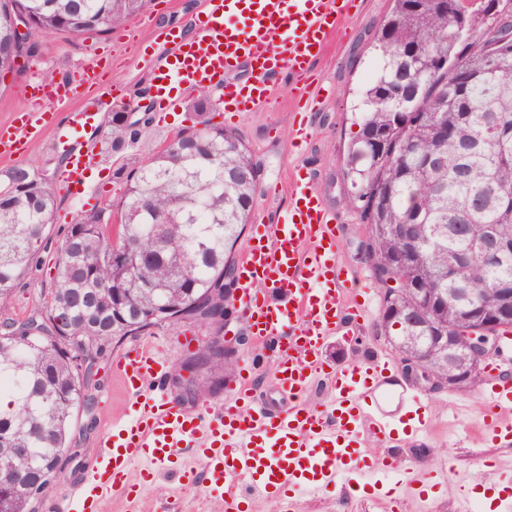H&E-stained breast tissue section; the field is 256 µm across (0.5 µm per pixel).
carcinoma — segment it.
Instances as JSON below:
<instances>
[{"instance_id":"obj_1","label":"carcinoma","mask_w":512,"mask_h":512,"mask_svg":"<svg viewBox=\"0 0 512 512\" xmlns=\"http://www.w3.org/2000/svg\"><path fill=\"white\" fill-rule=\"evenodd\" d=\"M460 0H392L373 35V70L355 106L358 132L346 149L348 204L369 224L366 257L375 279L404 282L402 297L384 294L378 328L407 349L433 346L434 330L462 321L469 310L432 304L421 293L512 285V259L491 265L472 248L495 224H512V51L490 64L484 34L491 9L462 14ZM148 0H0V72L25 53L12 27L24 15L47 34L98 35L126 23ZM467 29L443 42V28ZM464 62L463 85L450 72ZM180 134L161 151L148 150L109 211H123L117 236L106 233L104 211L71 224L57 250V275L46 305L22 321L0 322V485L20 468L37 485L15 495L10 512H33L54 485L41 471L62 474L76 455L75 413L93 412L101 362L126 335L186 321L224 335V309L233 298L234 245L250 222L259 169L233 131L209 121ZM111 149L135 142L140 130L114 112ZM53 182L18 166L0 181V307L22 274L39 262V244L52 219ZM467 263L448 267V253ZM198 370L189 402L210 397L231 377L236 355L197 349L181 361ZM27 449L20 460L15 449Z\"/></svg>"}]
</instances>
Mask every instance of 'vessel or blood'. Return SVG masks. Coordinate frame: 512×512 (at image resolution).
<instances>
[{"label":"vessel or blood","mask_w":512,"mask_h":512,"mask_svg":"<svg viewBox=\"0 0 512 512\" xmlns=\"http://www.w3.org/2000/svg\"><path fill=\"white\" fill-rule=\"evenodd\" d=\"M194 37L174 28L158 39L175 51L153 72L159 108L172 112L178 101L171 89H212L224 112H245L268 103L282 78L296 84L301 116L294 141L307 140L323 96L313 62L338 36L352 0H204ZM251 81H231L238 68ZM36 109L0 126V158L52 130L66 148L67 186H81L94 164L91 154L71 144L100 118L80 110L60 121L54 106L58 86L35 83ZM340 229L330 216L313 179L293 182L288 210L275 224H257L235 268L234 302L250 336L279 340L274 375L287 395L281 409L257 403L249 377H242L224 404L206 412L188 411L169 401L154 383L166 363L161 352L142 345L121 355L113 376L127 394L125 415L111 423L90 480L73 482L57 512H98L109 498L138 512L144 489L159 471L175 473L181 486L210 479L224 512H252L256 500L288 507L294 491H323L349 481L351 464L365 462L363 436L391 433L401 393L391 389L384 365H347L327 369L326 343L352 336L369 313L368 302L347 297L339 263ZM512 364V336L488 365L489 380L480 396L485 428L496 439L512 437V383L500 381ZM331 388L324 409L304 404L317 379Z\"/></svg>","instance_id":"obj_1"}]
</instances>
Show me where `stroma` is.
Listing matches in <instances>:
<instances>
[{
	"label": "stroma",
	"mask_w": 512,
	"mask_h": 512,
	"mask_svg": "<svg viewBox=\"0 0 512 512\" xmlns=\"http://www.w3.org/2000/svg\"><path fill=\"white\" fill-rule=\"evenodd\" d=\"M204 0H150L147 8L128 23L132 31L129 44L120 46L113 33L73 36L48 35L40 30L30 34V55L18 58L15 71L0 82V123L11 121L15 113L31 107L29 71L38 76L52 75L55 82L69 81L72 70L83 59L102 56L108 59L105 82L119 89L122 101L113 103V111H135L140 104H154L151 84L153 68L162 64L173 52L171 46H158L150 61L137 58V47L153 41L157 29L175 27L191 34L194 21ZM357 7L346 22L341 37L335 40L314 65L316 78L327 88L328 96L315 122L310 141L295 146L292 129L296 120L294 85L285 79L278 83L273 103L236 113L227 118L223 113H209L211 123L237 132L260 163V176L254 199V216L276 223L288 207L290 186L299 169L314 177L325 205L338 218L341 228L339 259L356 287L369 289L373 295L370 317L354 338L336 337L325 347L329 366L345 363L369 364L376 360L389 363L395 375L394 387L406 385L402 376V359L384 337L378 336L375 325L381 312L384 288L380 285L363 256L368 229L359 211L347 203L350 187L343 179L344 149L355 128L351 112L357 103L359 89L371 68L373 35L388 13L389 0H356ZM193 91L181 94L182 106L175 112H152V122L143 128L139 143L98 160L99 176L90 182L84 193L70 192L63 181L65 155L55 143L52 131H45L30 143L25 153L11 162L0 161V171L9 164L34 166L47 170L57 185L53 221L45 229L40 243L41 264L31 270L16 288L10 303L0 309V320L21 321L30 312L45 304L54 288V261L57 248L68 225L91 209H107L124 190L126 176L140 166L146 146L162 147L177 133L196 128L199 118L189 109ZM204 331L186 325L163 326L140 336L113 342L109 357L99 371L103 386L98 393L95 417L76 414L78 425L85 431L76 444L77 456L68 466L53 494L40 500L35 512H51L54 503L66 498L74 479L91 473L97 445L107 424L120 418L126 407V395L111 376L112 361L130 348L153 344L167 357L169 365L182 361L187 352L195 350ZM279 348L271 343L256 350L253 341L238 347L239 368H252L259 377L256 397L278 407H287V399L276 395L271 379L277 365ZM401 428L410 431L418 416L428 414L427 432L416 441L399 448H388L375 437L367 438L366 452L371 460L390 458L387 473L376 469L363 471L360 488L352 493L330 489L320 493L302 494L297 498V512H386L374 489L379 477H386L392 497L401 503L400 512H455L458 499L471 498L480 512H496L501 499L512 495V441L491 439L482 429V406L478 388L460 391L459 397L468 407L467 415H458L448 406L443 392H427L418 386L409 387ZM486 457L492 469L477 473L475 461ZM448 467L447 479H440L437 470ZM169 501L179 512H222L219 500L210 497L206 484L186 489L176 477L160 472L156 481L143 493L142 512H154L160 502Z\"/></svg>",
	"instance_id": "35a3bbf8"
}]
</instances>
